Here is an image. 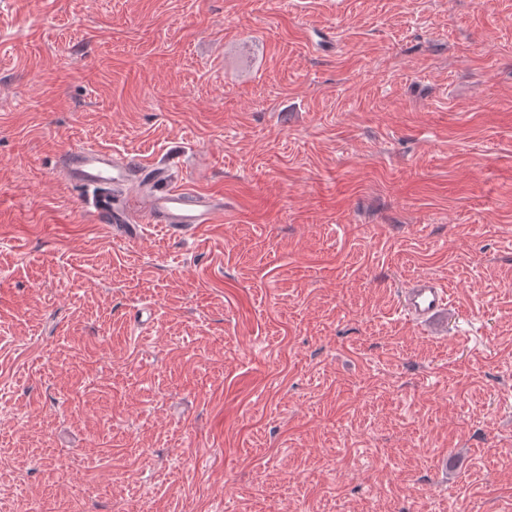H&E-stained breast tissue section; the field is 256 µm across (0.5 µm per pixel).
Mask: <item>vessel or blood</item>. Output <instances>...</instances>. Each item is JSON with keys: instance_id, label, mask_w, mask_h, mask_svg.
<instances>
[{"instance_id": "1", "label": "vessel or blood", "mask_w": 512, "mask_h": 512, "mask_svg": "<svg viewBox=\"0 0 512 512\" xmlns=\"http://www.w3.org/2000/svg\"><path fill=\"white\" fill-rule=\"evenodd\" d=\"M145 166L111 151L83 145L61 155V174L73 186L83 188L100 223L161 224L169 231L195 232L215 223L222 210L212 196L174 185L163 173H156L146 197H128L125 203L112 200V189L139 177ZM450 303V294L435 279L417 277L403 289L400 307L408 319L425 323Z\"/></svg>"}]
</instances>
